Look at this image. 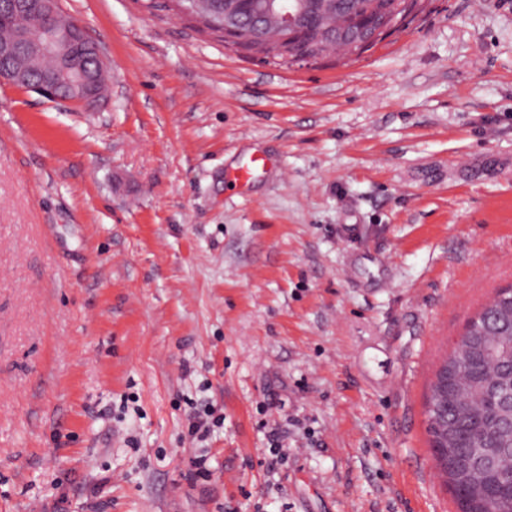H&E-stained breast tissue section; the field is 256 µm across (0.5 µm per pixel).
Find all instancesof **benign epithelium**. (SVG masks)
Returning <instances> with one entry per match:
<instances>
[{"instance_id":"1","label":"benign epithelium","mask_w":512,"mask_h":512,"mask_svg":"<svg viewBox=\"0 0 512 512\" xmlns=\"http://www.w3.org/2000/svg\"><path fill=\"white\" fill-rule=\"evenodd\" d=\"M409 5L408 0H394L390 12L377 14L367 22L349 18L340 24H330V14L323 13L319 16L321 32L336 39L348 54L356 55L379 32L397 26ZM11 7L32 11L37 22L14 31L9 40L0 42V82L95 108L107 94V84L102 79L107 62L85 28L60 12L59 0H12ZM267 21L277 30H300L299 17L286 6Z\"/></svg>"}]
</instances>
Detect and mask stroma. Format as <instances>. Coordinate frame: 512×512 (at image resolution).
<instances>
[{
    "instance_id": "35a3bbf8",
    "label": "stroma",
    "mask_w": 512,
    "mask_h": 512,
    "mask_svg": "<svg viewBox=\"0 0 512 512\" xmlns=\"http://www.w3.org/2000/svg\"><path fill=\"white\" fill-rule=\"evenodd\" d=\"M59 6L108 92L0 83V512H455L424 409L512 285V0L287 65Z\"/></svg>"
}]
</instances>
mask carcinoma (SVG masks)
Returning <instances> with one entry per match:
<instances>
[{"label":"carcinoma","instance_id":"1","mask_svg":"<svg viewBox=\"0 0 512 512\" xmlns=\"http://www.w3.org/2000/svg\"><path fill=\"white\" fill-rule=\"evenodd\" d=\"M302 7L304 38L290 46L263 48L283 59L292 51L314 52L324 39L312 12L314 0H288ZM280 0H240L242 30L265 24ZM497 373L501 392L512 393V294L499 288L472 318L440 364L425 405L426 430L439 476L457 512H512V424L490 394L485 376Z\"/></svg>","mask_w":512,"mask_h":512}]
</instances>
